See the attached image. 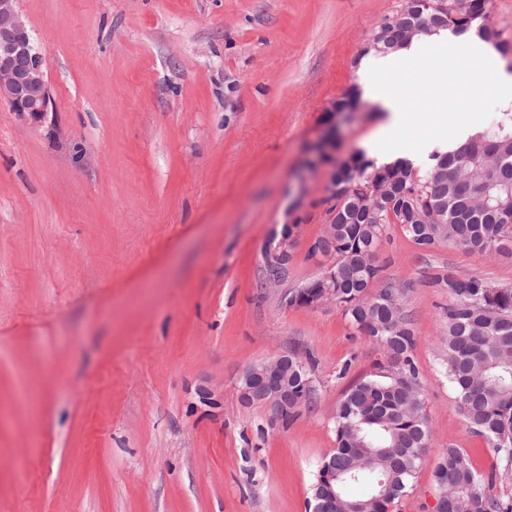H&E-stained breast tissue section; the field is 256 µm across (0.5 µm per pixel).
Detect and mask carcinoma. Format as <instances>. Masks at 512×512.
Segmentation results:
<instances>
[{"label": "carcinoma", "mask_w": 512, "mask_h": 512, "mask_svg": "<svg viewBox=\"0 0 512 512\" xmlns=\"http://www.w3.org/2000/svg\"><path fill=\"white\" fill-rule=\"evenodd\" d=\"M488 0H410L370 34L372 55L403 49L401 32L420 22L433 32H470L503 55L512 46L488 19ZM358 86L349 87L333 108L355 107ZM351 170L331 179L328 231L316 240L321 256L334 260L330 279H316L288 296L310 306L323 283L336 285L332 301L360 335L378 345L385 363L356 380L333 413L335 450L319 465L313 485V512H389L413 488L431 435L423 378L413 360L416 338L405 311L389 300V283L374 290L382 266L378 249L389 224L422 250L448 242L470 253L512 255V106L454 150L431 153L422 167L408 158L379 163L365 152L353 155ZM387 193L369 197L371 184ZM448 289V307L439 357L459 414L471 432L486 439L496 470L512 474V288H497L476 277L437 275ZM311 392L307 366L288 355V397L305 402ZM444 512H512V495L494 492L495 475L477 473L469 456L452 445L433 472Z\"/></svg>", "instance_id": "obj_1"}]
</instances>
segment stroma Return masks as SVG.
Segmentation results:
<instances>
[{
  "label": "stroma",
  "mask_w": 512,
  "mask_h": 512,
  "mask_svg": "<svg viewBox=\"0 0 512 512\" xmlns=\"http://www.w3.org/2000/svg\"><path fill=\"white\" fill-rule=\"evenodd\" d=\"M402 0H18L43 53L44 124L0 101V512H312L336 447L331 413L382 352L335 304L292 305L321 276L338 163L369 138L427 157L487 125L512 91L472 94L465 40L436 66L448 95L399 90L406 125L369 103L326 123L368 34ZM296 227L278 287L265 252ZM380 280L403 283L432 441L399 512H434L433 471L492 448L460 416L437 351L435 275L512 288V256L419 251L389 225ZM308 361L288 422L247 402L248 367Z\"/></svg>",
  "instance_id": "1"
}]
</instances>
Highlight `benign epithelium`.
I'll return each instance as SVG.
<instances>
[{"label":"benign epithelium","instance_id":"1","mask_svg":"<svg viewBox=\"0 0 512 512\" xmlns=\"http://www.w3.org/2000/svg\"><path fill=\"white\" fill-rule=\"evenodd\" d=\"M17 0H0V100L30 121L45 120L51 103L42 55L32 45L28 28L16 9ZM247 400L264 403L280 418L288 406V356L250 366L243 375Z\"/></svg>","mask_w":512,"mask_h":512}]
</instances>
